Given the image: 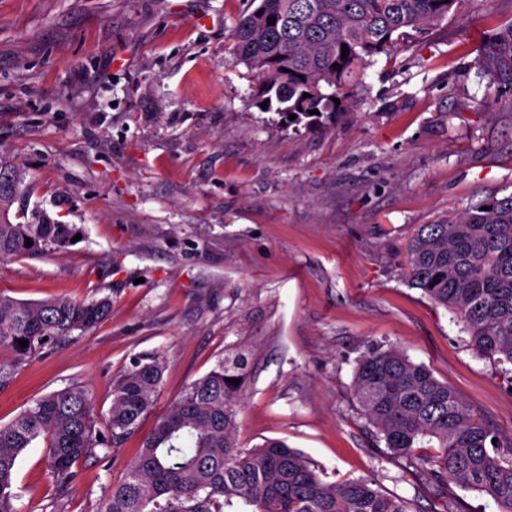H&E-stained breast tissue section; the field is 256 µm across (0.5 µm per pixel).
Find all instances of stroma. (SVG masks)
<instances>
[{
	"label": "stroma",
	"instance_id": "35a3bbf8",
	"mask_svg": "<svg viewBox=\"0 0 512 512\" xmlns=\"http://www.w3.org/2000/svg\"><path fill=\"white\" fill-rule=\"evenodd\" d=\"M251 0H0V156L14 208L79 239L0 262L20 301L110 297L96 328L28 362L0 347V424L73 384L106 429L112 385L145 355L162 380L134 433L97 449L66 493L43 445L20 458L19 512H104L108 488L159 417L227 354L247 383L237 439L285 440L328 482L372 477L408 512H499L375 443L357 359L395 345L512 435V379L470 350L443 307L409 287L422 224L512 191V89L476 59L512 0H460L373 57L332 123L261 109L231 30Z\"/></svg>",
	"mask_w": 512,
	"mask_h": 512
}]
</instances>
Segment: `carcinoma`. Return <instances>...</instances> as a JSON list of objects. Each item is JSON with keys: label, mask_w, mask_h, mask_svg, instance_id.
<instances>
[{"label": "carcinoma", "mask_w": 512, "mask_h": 512, "mask_svg": "<svg viewBox=\"0 0 512 512\" xmlns=\"http://www.w3.org/2000/svg\"><path fill=\"white\" fill-rule=\"evenodd\" d=\"M458 2L260 0L238 17L232 40L258 73L257 101L286 118L296 115L294 124H314L336 117L359 68L373 56L391 51L409 28H430ZM478 67L491 84L512 88V23L486 44ZM15 171L0 158V260L43 253L75 234L67 224L10 216ZM406 265L409 284L462 323L478 356L496 367L512 366V193L420 225L408 243ZM110 310L107 297L21 302L0 294V346L27 361L45 344L94 329ZM163 369L150 357L115 383L106 434L80 385L49 392L0 425V512H18L14 481L25 449L44 443L56 486L69 487L81 461L131 434L152 409ZM246 379L243 363L227 358L195 380L158 419L125 478L107 491L105 512H224L235 499L258 512H406L403 501L382 492L373 478L324 482L281 439L240 447L236 415ZM354 393L362 417L393 457L432 474L443 488L453 483L483 492L500 512H512V438L474 414L424 365L396 346L373 348L357 361ZM425 439L440 448L437 455L413 454Z\"/></svg>", "instance_id": "obj_1"}]
</instances>
